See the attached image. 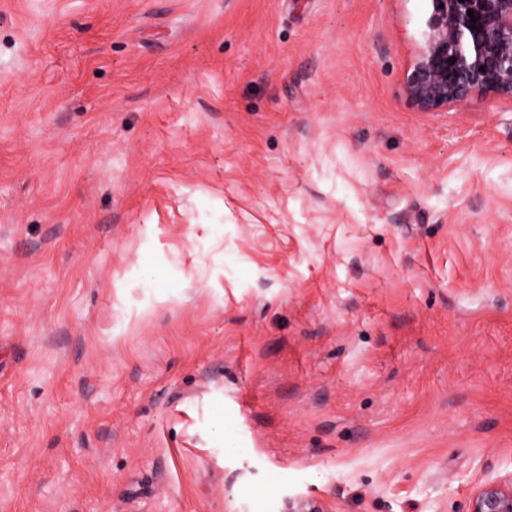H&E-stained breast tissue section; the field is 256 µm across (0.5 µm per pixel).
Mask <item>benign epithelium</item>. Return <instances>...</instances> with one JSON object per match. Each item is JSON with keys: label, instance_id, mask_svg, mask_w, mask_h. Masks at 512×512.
Instances as JSON below:
<instances>
[{"label": "benign epithelium", "instance_id": "obj_1", "mask_svg": "<svg viewBox=\"0 0 512 512\" xmlns=\"http://www.w3.org/2000/svg\"><path fill=\"white\" fill-rule=\"evenodd\" d=\"M423 41L405 70L406 95L419 112H443L476 92L512 101V0H429ZM473 10L471 22L467 10ZM455 62H450V58ZM280 512H325L318 501L288 498ZM468 512H512V477L472 495Z\"/></svg>", "mask_w": 512, "mask_h": 512}]
</instances>
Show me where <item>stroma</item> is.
<instances>
[{"instance_id":"stroma-1","label":"stroma","mask_w":512,"mask_h":512,"mask_svg":"<svg viewBox=\"0 0 512 512\" xmlns=\"http://www.w3.org/2000/svg\"><path fill=\"white\" fill-rule=\"evenodd\" d=\"M428 0H0V512H467L512 477V102ZM428 1L423 41L403 77L414 108L448 111L476 92L512 102V0ZM469 9L478 17L476 23L470 21ZM452 57L455 63L448 62Z\"/></svg>"}]
</instances>
